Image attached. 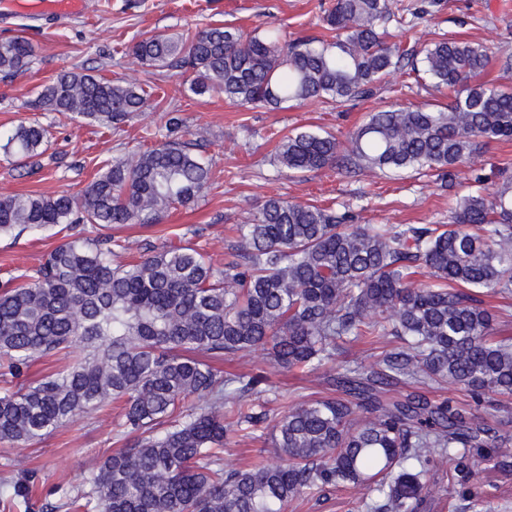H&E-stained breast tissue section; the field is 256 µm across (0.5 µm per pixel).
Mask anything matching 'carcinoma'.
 Segmentation results:
<instances>
[{
  "label": "carcinoma",
  "mask_w": 512,
  "mask_h": 512,
  "mask_svg": "<svg viewBox=\"0 0 512 512\" xmlns=\"http://www.w3.org/2000/svg\"><path fill=\"white\" fill-rule=\"evenodd\" d=\"M394 0H335L331 39L286 40L279 29L233 26L194 35H145L129 49L142 65L191 72L185 91L221 93L240 106L278 108L367 97L404 59L445 86L444 109L374 112L341 144L330 133L281 137L274 161L291 173L334 169L437 172L448 187L482 143L512 138V87L477 83L489 64L480 44L431 43L420 60L383 41L401 22ZM35 47L0 40V78L28 71ZM152 92L100 73L65 72L39 86L35 105L110 127L139 112ZM166 134L133 163L115 161L77 194L0 196V236L64 224H157L191 207L215 180L212 164ZM50 139L38 123L17 125L0 146L20 165L42 167ZM236 245L216 270L192 247H166L112 260L119 239L71 234L24 281L0 284V368L22 377L34 363L74 351L64 369L0 387V442L31 445L71 420L123 403L132 442L108 455L76 495L46 512H288L326 487L376 493L373 512H423L427 476L441 455L458 456L441 479L486 512L473 448L493 445L494 428L448 399L390 396L413 381L448 382L475 400L512 396V340L491 338L494 315L483 293L512 296V176L494 198L476 188L456 199L446 224H356L332 207L271 197L252 222L235 227ZM423 274L427 280L420 281ZM392 336L366 371L330 378L339 395L293 408L272 425L275 458L258 468L224 469V443L267 419L251 396L261 375H226L214 362L255 348L273 364L314 375L347 338ZM190 400L202 401L190 408ZM33 482L0 488V512L29 503Z\"/></svg>",
  "instance_id": "1"
}]
</instances>
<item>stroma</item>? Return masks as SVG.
<instances>
[{
    "mask_svg": "<svg viewBox=\"0 0 512 512\" xmlns=\"http://www.w3.org/2000/svg\"><path fill=\"white\" fill-rule=\"evenodd\" d=\"M87 10L76 17L32 20L0 13V39L21 35L36 49L30 71L0 80V131L21 122L49 128L52 139L42 158L43 167L28 172L0 152V196L14 193L54 195L82 189L112 161L134 162L142 145L164 131L168 114L179 109L189 133H202L200 152L211 160L219 176L200 193L193 207L170 211L156 224L120 227L88 224L89 239L115 236L126 239L133 253L148 254L165 246H190L206 252L215 266H223L231 251L232 225L245 224L272 196L296 202H314L350 212L360 224H442L448 220V202L465 194L475 175L486 197H494L501 172L512 175V139L483 145L476 166H463L455 187L413 172L385 174L363 170L338 173L333 169L293 176L273 161L282 135L294 130L327 131L339 141L369 113L398 107L446 106L447 89L430 81L415 82L407 68L393 70L377 84L374 94L340 105L309 101L300 106L270 109L242 108L223 97H185L184 70L150 68L129 55V47L144 34H193L211 25H232L250 32L275 26L288 37H327L323 23L334 0H87ZM414 11L410 23L386 26L387 43L422 50L441 38L474 42L487 48L488 81L512 85V0H402ZM100 72L135 83L153 85L155 93L143 108L119 128L66 118L32 109L36 88L64 72ZM63 236L56 229L26 230L0 237V281L18 276L42 263ZM379 344L363 340L341 345L324 374L301 376L274 367L265 350L255 349L225 361L232 373L264 375L257 409L268 420L234 436L224 447L228 468L254 467L273 455L272 418L284 410L322 397L334 390L326 376L345 366L369 368ZM119 406L92 417H79L33 446L0 442V478L36 477L37 503L57 502L61 493H76L85 476L113 450L125 447ZM483 481L497 486L488 500V512H512V459L485 454ZM373 493L366 490L325 489L293 505L292 512H370Z\"/></svg>",
    "mask_w": 512,
    "mask_h": 512,
    "instance_id": "stroma-1",
    "label": "stroma"
}]
</instances>
